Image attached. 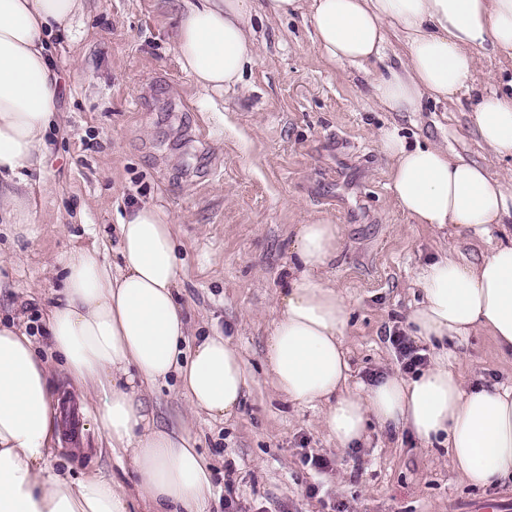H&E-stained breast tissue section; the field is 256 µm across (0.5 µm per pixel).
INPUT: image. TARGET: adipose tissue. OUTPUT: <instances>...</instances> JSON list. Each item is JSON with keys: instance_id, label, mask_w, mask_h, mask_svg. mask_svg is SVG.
Instances as JSON below:
<instances>
[{"instance_id": "ef3b65f1", "label": "adipose tissue", "mask_w": 512, "mask_h": 512, "mask_svg": "<svg viewBox=\"0 0 512 512\" xmlns=\"http://www.w3.org/2000/svg\"><path fill=\"white\" fill-rule=\"evenodd\" d=\"M172 43L182 70L204 93L236 87L258 56L250 0H176ZM81 0H0V223L27 232L33 191L45 188L46 136L57 110L49 35L70 27ZM308 14L313 42L331 64L377 58L388 31L405 60L387 65L371 96L385 112H419L475 88V52L492 45L512 61V0H265L264 18ZM471 120L493 157L512 158V80L480 95ZM390 159L389 189L416 224L450 230L452 242L422 268L410 316L424 339L491 336L512 359V188L487 166L435 144L379 135ZM174 216L142 204L118 225L121 261L99 246L60 258L62 299L45 317L52 352L73 387L95 394L91 420L116 459L139 475L134 489L99 474L73 480L51 461L61 443V397L29 335L0 323V512H210L213 472L186 429L150 419L140 393L177 376L191 411L236 416L251 378L228 338L202 337L183 351L189 323L177 301L183 270ZM337 224L296 225L288 275L275 300L264 369L288 402L319 409L326 437L347 449L371 424L409 430L423 444L445 438L471 486L512 475V384L474 388L446 358L413 377L383 374L351 388L345 331L349 307L326 277L340 245ZM479 246L464 253L460 242Z\"/></svg>"}]
</instances>
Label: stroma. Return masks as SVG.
I'll list each match as a JSON object with an SVG mask.
<instances>
[{"instance_id":"1","label":"stroma","mask_w":512,"mask_h":512,"mask_svg":"<svg viewBox=\"0 0 512 512\" xmlns=\"http://www.w3.org/2000/svg\"><path fill=\"white\" fill-rule=\"evenodd\" d=\"M173 0H84L69 32L53 37L63 125L47 137V177L37 194L32 236L0 224V321L25 327L51 366L65 399L90 417L96 401L68 389L49 350L42 317L61 288L52 257L97 244L120 263L117 223L152 203L176 218L185 265L179 302L192 338L223 334L255 371L235 417L190 413L175 378L141 400L159 426L189 420L196 446L221 489L212 512L233 499L239 512H512V477L468 485L447 448L424 447L408 431L370 427L365 442L342 451L322 431L318 409L278 396L260 376L274 299L288 265L296 225L323 216L338 225L340 249L327 273L350 305L346 346L351 388L401 364L388 340L408 329L421 299L416 283L446 232L409 223L388 188V161L377 133L398 126L408 141L437 143L465 160L512 175L480 143L470 97L427 103L420 112H384L369 99L386 65L406 57L388 32L379 58L327 65L308 18L254 21L257 61L238 91L202 99L181 69L170 39ZM443 353L467 382L512 384V363L490 337L418 340ZM69 473H97L133 488L103 433L87 426ZM321 455L331 469L306 458Z\"/></svg>"}]
</instances>
